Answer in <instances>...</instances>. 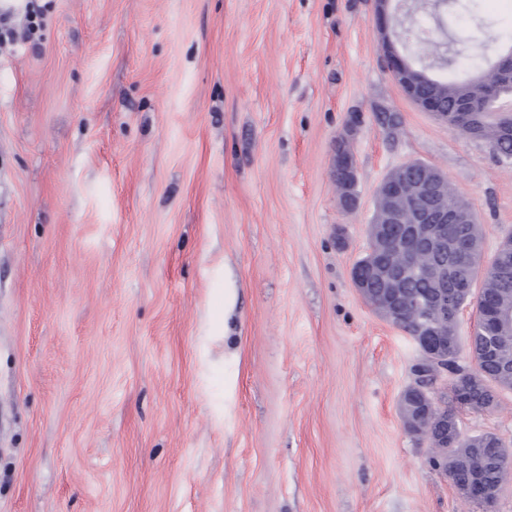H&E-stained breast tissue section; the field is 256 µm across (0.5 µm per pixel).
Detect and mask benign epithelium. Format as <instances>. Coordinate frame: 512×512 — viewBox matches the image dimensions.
Instances as JSON below:
<instances>
[{"mask_svg": "<svg viewBox=\"0 0 512 512\" xmlns=\"http://www.w3.org/2000/svg\"><path fill=\"white\" fill-rule=\"evenodd\" d=\"M377 19L381 42L387 66L394 80L404 95L420 110L430 113L441 121H452L454 126L469 128L473 122V114L478 112L471 98L461 96L453 102L449 110H444L442 100L435 92L425 91L427 87L428 68H419L411 56L406 53L403 39L394 24L395 16L402 10L410 9L405 0H376ZM496 81L482 84L484 107L493 105L499 94V88L512 84V51L502 53L493 65ZM335 170L340 176L338 185L341 201L356 193L355 165L351 154L336 151ZM443 180L436 172L427 171L419 180L387 176L378 188V197L383 200L382 209L375 214L369 225L368 235L379 240L383 239L384 231L389 224L403 225V235L389 242V250L399 255V262L391 268H384L377 263L372 264L370 273L384 283L385 288L377 297L369 296L367 290H361L363 298L370 303L386 321L397 326L402 320L401 301L404 279L416 272L412 257L424 252L439 259V263L429 266L426 274L437 283L435 292L418 304V314L413 317L411 338L418 345L422 362L432 366L434 374H448V353L460 366L455 373L456 387L463 382L482 380L483 371L478 363L462 362V350L448 347L447 342L435 344L432 337L443 336L448 325V311H458L462 298L469 295L471 288H463L457 284L448 285V265L444 257L456 254L464 260L466 242L458 237L455 244L448 245V225L467 224L469 217L463 213L448 209V201L444 192ZM486 269L501 278L512 275V247L500 248L486 264ZM496 323L501 328L512 330V304L502 303L493 307ZM410 388L422 395L424 410L413 413L403 411L406 428L416 427L423 431L429 427V419L437 416L439 396L433 387L413 383ZM443 444L430 441L431 454L429 463L443 474L448 475L452 469L448 467V438L439 437ZM512 459V451L507 448H496L490 456H478L471 464L475 472L481 471L490 463H501ZM460 494L480 506L487 512L495 503L499 492L482 487L479 483H470L458 489Z\"/></svg>", "mask_w": 512, "mask_h": 512, "instance_id": "7a95c632", "label": "benign epithelium"}]
</instances>
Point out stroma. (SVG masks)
<instances>
[{"instance_id": "1", "label": "stroma", "mask_w": 512, "mask_h": 512, "mask_svg": "<svg viewBox=\"0 0 512 512\" xmlns=\"http://www.w3.org/2000/svg\"><path fill=\"white\" fill-rule=\"evenodd\" d=\"M38 3L0 46V512H481L406 430L420 351L352 270L410 161L490 260L512 164L404 97L375 0ZM474 11L444 9L462 72L512 45V0ZM498 402L461 431L512 449ZM335 170L341 179L340 185L337 184L340 191V199L344 206L349 208L345 204L346 197L357 192L355 165L352 155L344 150L338 149L336 151Z\"/></svg>"}]
</instances>
